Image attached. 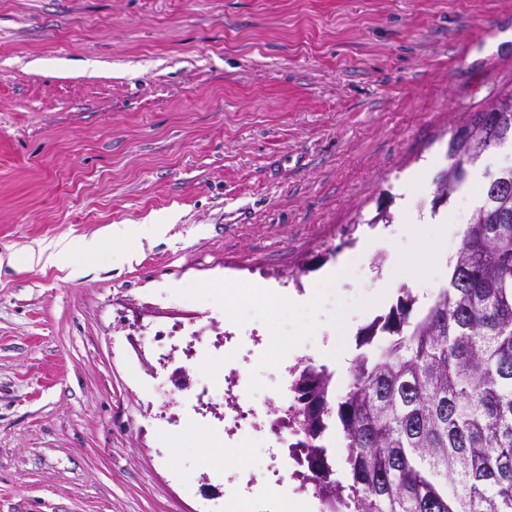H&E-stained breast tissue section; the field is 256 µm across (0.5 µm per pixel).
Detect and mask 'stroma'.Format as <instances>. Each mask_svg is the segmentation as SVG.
<instances>
[{"label":"stroma","instance_id":"obj_1","mask_svg":"<svg viewBox=\"0 0 512 512\" xmlns=\"http://www.w3.org/2000/svg\"><path fill=\"white\" fill-rule=\"evenodd\" d=\"M512 90V0H0V256L110 224H164L82 277L0 266V512H224V400L187 405L224 364L165 361L155 327L224 341L212 279L303 295L355 254L403 188L433 206L453 130ZM389 250L335 292L314 337L260 372L351 380L355 336L406 282ZM351 319L344 344L334 330ZM344 348L346 361L336 359Z\"/></svg>","mask_w":512,"mask_h":512}]
</instances>
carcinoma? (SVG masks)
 I'll return each instance as SVG.
<instances>
[{
    "label": "carcinoma",
    "instance_id": "cac0c4a2",
    "mask_svg": "<svg viewBox=\"0 0 512 512\" xmlns=\"http://www.w3.org/2000/svg\"><path fill=\"white\" fill-rule=\"evenodd\" d=\"M512 142V92L448 141L434 206L488 151ZM448 287L427 305L409 289L357 334L348 391L332 374L292 371L312 480L324 512H512V165L487 176ZM335 419L345 470L320 438Z\"/></svg>",
    "mask_w": 512,
    "mask_h": 512
}]
</instances>
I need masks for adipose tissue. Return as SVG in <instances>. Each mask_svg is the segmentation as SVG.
Returning a JSON list of instances; mask_svg holds the SVG:
<instances>
[{"label": "adipose tissue", "instance_id": "ef3b65f1", "mask_svg": "<svg viewBox=\"0 0 512 512\" xmlns=\"http://www.w3.org/2000/svg\"><path fill=\"white\" fill-rule=\"evenodd\" d=\"M161 224H112L107 226L104 236L62 240L53 245L30 251L23 258L26 266H55L71 268L73 275H82L83 270L75 263L76 258L98 257L106 246L128 249L140 239L157 236L164 232Z\"/></svg>", "mask_w": 512, "mask_h": 512}]
</instances>
